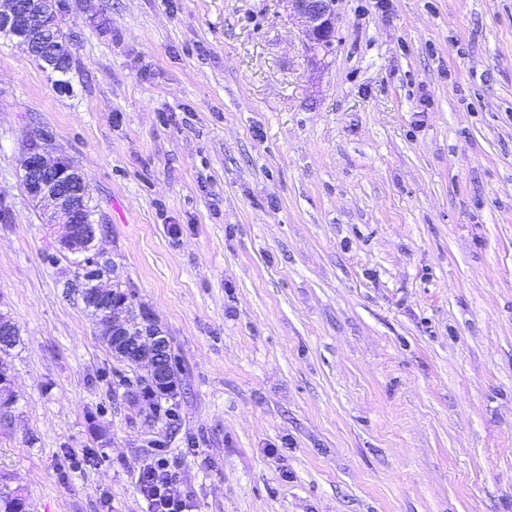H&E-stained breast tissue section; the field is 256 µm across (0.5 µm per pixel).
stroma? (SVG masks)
<instances>
[{
    "label": "stroma",
    "mask_w": 512,
    "mask_h": 512,
    "mask_svg": "<svg viewBox=\"0 0 512 512\" xmlns=\"http://www.w3.org/2000/svg\"><path fill=\"white\" fill-rule=\"evenodd\" d=\"M66 84L0 40V480L27 512H512V0H65ZM85 175L109 286L187 371L112 356L22 184ZM80 463L66 467L71 453ZM284 2L288 6V11L301 19L311 62L317 63L319 56L321 54L324 56L330 50L336 34L333 9L335 0H284ZM139 489L151 512H185L183 499L172 492V478L166 463L159 459L145 467L138 477Z\"/></svg>",
    "instance_id": "obj_1"
}]
</instances>
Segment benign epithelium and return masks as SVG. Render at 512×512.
<instances>
[{
    "instance_id": "obj_1",
    "label": "benign epithelium",
    "mask_w": 512,
    "mask_h": 512,
    "mask_svg": "<svg viewBox=\"0 0 512 512\" xmlns=\"http://www.w3.org/2000/svg\"><path fill=\"white\" fill-rule=\"evenodd\" d=\"M288 11L303 23L310 59L318 62L330 50L336 34L333 5L335 0H283ZM55 14L52 0H0V37L7 38L26 50L49 34V20ZM31 145L23 166L26 191L37 204L50 203L46 213L49 224L64 225L61 248L71 252H99L101 227L79 222L80 198L89 191L84 174L63 156H55L48 148L44 134L30 136ZM125 307L99 317L98 327L112 338V346L120 347L130 339L141 348V359L149 362L150 379L167 380V372L159 363L157 352L167 345L168 337L160 327L137 333L133 322L122 317Z\"/></svg>"
}]
</instances>
